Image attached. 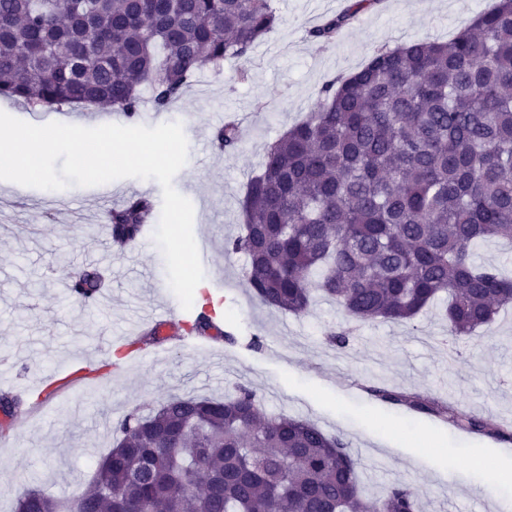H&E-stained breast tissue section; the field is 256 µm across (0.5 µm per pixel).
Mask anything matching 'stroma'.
I'll return each mask as SVG.
<instances>
[{"label": "stroma", "instance_id": "obj_1", "mask_svg": "<svg viewBox=\"0 0 512 512\" xmlns=\"http://www.w3.org/2000/svg\"><path fill=\"white\" fill-rule=\"evenodd\" d=\"M497 0H378L328 43L308 29L347 0H272L275 29L246 59L204 70L166 111L143 91L136 124L181 122L186 164L174 188L194 207L193 232L213 261L202 284L221 302L237 342L203 337L200 345L162 342L155 359L109 360L120 336L159 305H178L163 254L148 225L137 245L109 243L112 202L94 188L76 193L0 181V362L25 394L51 395L0 438V512H13L35 488L71 498L112 446V424L148 412L171 396L220 398L247 386L268 413L315 423L338 435L359 459L371 493L396 482L416 490L421 512H512V495L479 494L481 483L512 476V443L448 428L437 419L369 396V385L452 402L495 424L512 426V307L477 337L448 340V323L429 310L409 324L350 321L336 304L315 299L295 316L267 308L246 284L242 255L225 251L240 232L245 185L267 145L306 117L325 80L359 70L371 51L415 40H448ZM0 111L34 125L76 120L105 124L109 107L44 111L0 98ZM242 124L235 151L212 143L228 120ZM100 267L108 286L94 307L64 298L58 277ZM350 330L346 348L327 335ZM259 337V350L248 349Z\"/></svg>", "mask_w": 512, "mask_h": 512}]
</instances>
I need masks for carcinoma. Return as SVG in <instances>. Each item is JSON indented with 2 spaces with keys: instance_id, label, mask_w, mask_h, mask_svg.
I'll return each instance as SVG.
<instances>
[{
  "instance_id": "1",
  "label": "carcinoma",
  "mask_w": 512,
  "mask_h": 512,
  "mask_svg": "<svg viewBox=\"0 0 512 512\" xmlns=\"http://www.w3.org/2000/svg\"><path fill=\"white\" fill-rule=\"evenodd\" d=\"M372 0L308 30L330 42ZM278 21L269 0H0V97L25 105L106 104L133 117L147 87L168 109L205 69L247 57ZM222 151L236 123L213 134ZM156 211L134 195L109 212L112 244L130 246ZM249 288L274 310L300 315L323 293L354 320L403 323L448 297V337H472L512 303V279L476 265L479 240H512V0L448 41L373 50L366 64L324 82L307 118L266 149L241 200ZM103 274L79 272L90 306ZM213 315L191 329L205 336ZM379 399L476 435L512 430L409 391L368 387ZM18 395L0 396L10 421ZM115 444L75 497L84 512H419L415 489L364 494L345 440L310 421L269 415L256 393L172 396L126 415ZM28 488L15 512H63Z\"/></svg>"
}]
</instances>
